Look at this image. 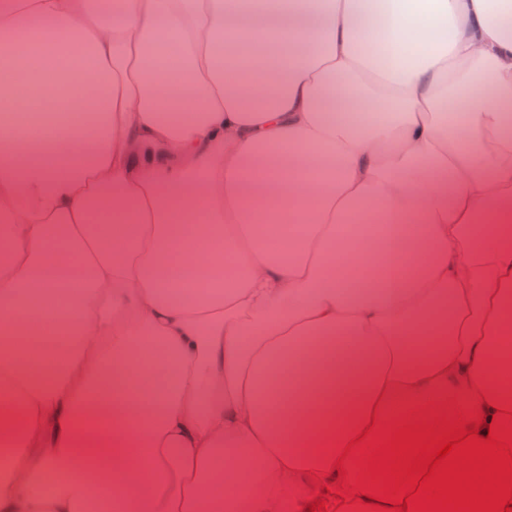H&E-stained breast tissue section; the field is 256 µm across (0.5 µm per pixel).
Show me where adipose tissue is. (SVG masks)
<instances>
[{
	"label": "adipose tissue",
	"instance_id": "adipose-tissue-1",
	"mask_svg": "<svg viewBox=\"0 0 512 512\" xmlns=\"http://www.w3.org/2000/svg\"><path fill=\"white\" fill-rule=\"evenodd\" d=\"M36 26L61 49L0 60V512H372V419L512 412V0H0Z\"/></svg>",
	"mask_w": 512,
	"mask_h": 512
}]
</instances>
